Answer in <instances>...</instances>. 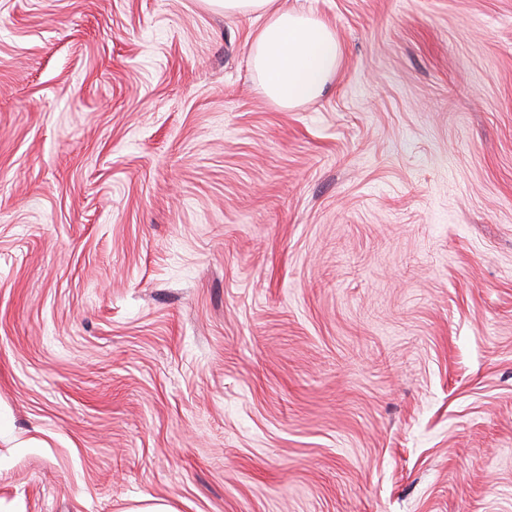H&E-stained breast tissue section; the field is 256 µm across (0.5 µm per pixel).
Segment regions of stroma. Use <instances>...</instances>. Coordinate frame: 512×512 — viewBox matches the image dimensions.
<instances>
[{"instance_id":"obj_1","label":"stroma","mask_w":512,"mask_h":512,"mask_svg":"<svg viewBox=\"0 0 512 512\" xmlns=\"http://www.w3.org/2000/svg\"><path fill=\"white\" fill-rule=\"evenodd\" d=\"M0 0V512H512V0ZM224 15L259 22L250 51L262 91L283 109L322 96L340 68L335 31L324 22L278 4L279 0H207Z\"/></svg>"}]
</instances>
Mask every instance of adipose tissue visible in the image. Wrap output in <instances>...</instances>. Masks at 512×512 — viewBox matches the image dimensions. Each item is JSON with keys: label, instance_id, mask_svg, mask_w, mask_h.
Listing matches in <instances>:
<instances>
[{"label": "adipose tissue", "instance_id": "adipose-tissue-1", "mask_svg": "<svg viewBox=\"0 0 512 512\" xmlns=\"http://www.w3.org/2000/svg\"><path fill=\"white\" fill-rule=\"evenodd\" d=\"M225 14L252 18L258 26L250 51L262 91L284 109L322 96L336 75L341 49L324 22L279 5L278 0H209Z\"/></svg>", "mask_w": 512, "mask_h": 512}]
</instances>
